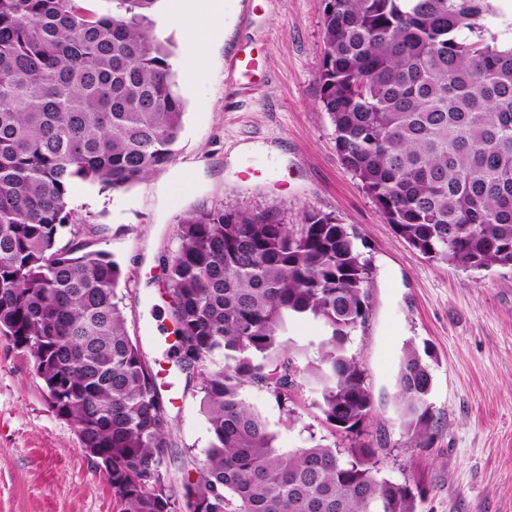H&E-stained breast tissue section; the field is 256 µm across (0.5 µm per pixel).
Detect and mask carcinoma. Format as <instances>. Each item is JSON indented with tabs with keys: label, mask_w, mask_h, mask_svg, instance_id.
I'll use <instances>...</instances> for the list:
<instances>
[{
	"label": "carcinoma",
	"mask_w": 512,
	"mask_h": 512,
	"mask_svg": "<svg viewBox=\"0 0 512 512\" xmlns=\"http://www.w3.org/2000/svg\"><path fill=\"white\" fill-rule=\"evenodd\" d=\"M0 0V335L33 363L80 446L112 460L119 512H416L365 442L367 374L348 343L372 306L355 228L243 209L185 213L167 260L177 367L197 378L206 458L171 472L170 413L119 306L121 264L78 239L79 183L124 189L173 160L184 103L154 33L159 0ZM495 0H322L318 106L385 223L423 256L512 268V14ZM318 324L317 356L289 335ZM347 445L279 448L241 397L295 390ZM400 421L430 439L432 374L404 351Z\"/></svg>",
	"instance_id": "obj_1"
}]
</instances>
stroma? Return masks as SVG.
Masks as SVG:
<instances>
[{
    "label": "stroma",
    "mask_w": 512,
    "mask_h": 512,
    "mask_svg": "<svg viewBox=\"0 0 512 512\" xmlns=\"http://www.w3.org/2000/svg\"><path fill=\"white\" fill-rule=\"evenodd\" d=\"M178 2L160 0L153 16L186 103L173 161L117 191L78 184L69 202L77 223L95 227L94 249L123 267L118 294L130 335L153 368L168 363L172 298L163 267L185 212L239 208L288 225L305 209L333 215L355 226L373 269L372 311L349 348L374 394L367 441L384 447L382 474L421 490L418 512H512V268L477 271L425 258L384 222L343 166L333 127L317 109L321 0H224V34L199 44L189 74L180 66L183 34L164 22ZM247 45L266 55L253 83L233 67ZM248 169L259 178L245 179ZM176 180L187 191L167 195ZM409 346L426 351L433 375L434 424L424 447L409 444L394 403ZM167 381L174 444L203 462L209 435L200 395L178 371ZM42 392L31 363L0 337V512H118L105 477ZM242 397L277 431L278 447L332 437L309 386L297 391L291 428L266 391L248 387Z\"/></svg>",
    "instance_id": "stroma-1"
}]
</instances>
